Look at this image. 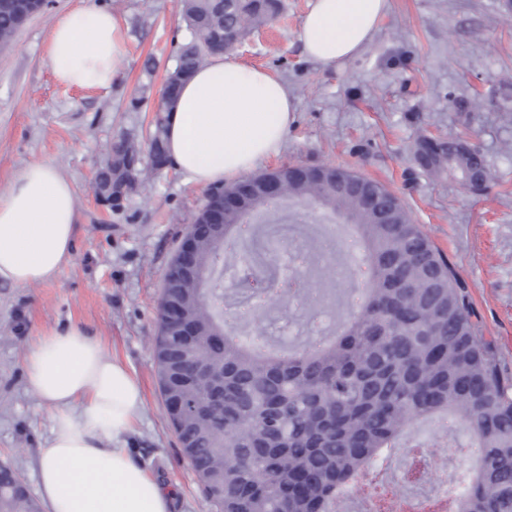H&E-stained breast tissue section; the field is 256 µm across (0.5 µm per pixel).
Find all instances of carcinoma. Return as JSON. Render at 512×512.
<instances>
[{
	"instance_id": "1",
	"label": "carcinoma",
	"mask_w": 512,
	"mask_h": 512,
	"mask_svg": "<svg viewBox=\"0 0 512 512\" xmlns=\"http://www.w3.org/2000/svg\"><path fill=\"white\" fill-rule=\"evenodd\" d=\"M281 0H182L187 38L175 68L188 77L215 56L220 42L235 50L282 10ZM27 23L19 0H0V42ZM152 169L166 162V106L156 105ZM141 144L120 136L110 145L93 189L113 206L149 172L131 174ZM414 156L429 173L448 172L466 188L488 176L484 157L466 138L421 133ZM281 170L283 196H254L243 213L224 217V238L196 217V276L165 275L154 338L163 399L176 393L194 406L171 419L189 448L185 456L213 512H335L340 492L378 461L410 447L419 425L444 419L471 432L480 466L464 475L455 496L462 512H512V378L505 377L493 344L478 337L465 287L447 259L383 184L344 167ZM372 189L374 204L337 180ZM318 206L355 234L362 264L371 271L358 311L333 338L312 337L288 352L257 353L264 318L230 339L224 324V253L238 255L249 241L248 215L264 216L284 203ZM394 223L387 224L388 215ZM193 329L182 336L164 318L168 303ZM185 354L198 369L173 383L165 353ZM224 371V410L210 403L213 373ZM18 473L0 465V512H40L31 493L15 486Z\"/></svg>"
}]
</instances>
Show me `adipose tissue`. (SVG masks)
<instances>
[{
  "instance_id": "1",
  "label": "adipose tissue",
  "mask_w": 512,
  "mask_h": 512,
  "mask_svg": "<svg viewBox=\"0 0 512 512\" xmlns=\"http://www.w3.org/2000/svg\"><path fill=\"white\" fill-rule=\"evenodd\" d=\"M387 10L388 0H314L301 23L306 56L325 65L355 59ZM125 40L123 21L91 4L56 21L49 58L69 85L107 88L121 73ZM294 112L278 76L215 56L182 85L166 152L188 182L219 185L276 157ZM75 219L70 182L45 163L27 165L0 196V283L50 278L70 258ZM24 363L53 411L37 464L46 512H170V493L125 446L143 404L127 366L77 326L39 333Z\"/></svg>"
}]
</instances>
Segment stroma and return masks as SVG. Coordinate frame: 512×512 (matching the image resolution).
Wrapping results in <instances>:
<instances>
[{
	"instance_id": "1",
	"label": "stroma",
	"mask_w": 512,
	"mask_h": 512,
	"mask_svg": "<svg viewBox=\"0 0 512 512\" xmlns=\"http://www.w3.org/2000/svg\"><path fill=\"white\" fill-rule=\"evenodd\" d=\"M98 2L127 29L122 72L109 88L67 85L48 59L55 21L82 0H50L0 48V194L26 165L43 162L70 180L76 210L72 255L53 277L0 284V463L36 491L52 412L26 384L24 355L39 332L76 324L138 380L143 405L128 446L172 492L173 512H212L170 425L153 349L164 275L206 190L170 164L117 208L92 189L110 142L147 134L150 109L186 36L181 2ZM282 3L277 19L230 55L278 75L296 103L281 153L260 171L331 163L385 185L447 256L480 335L512 376V7L507 0H389L363 53L336 68L303 55L300 25L311 0ZM423 130L445 139L466 135L485 159L487 189L470 191L421 168L413 147ZM335 250L348 268L337 283L350 292L339 313L345 319L357 311L365 280L353 272L351 234ZM444 429L430 422L411 439L444 463L441 478L451 488L474 449L462 428L448 447H436Z\"/></svg>"
}]
</instances>
